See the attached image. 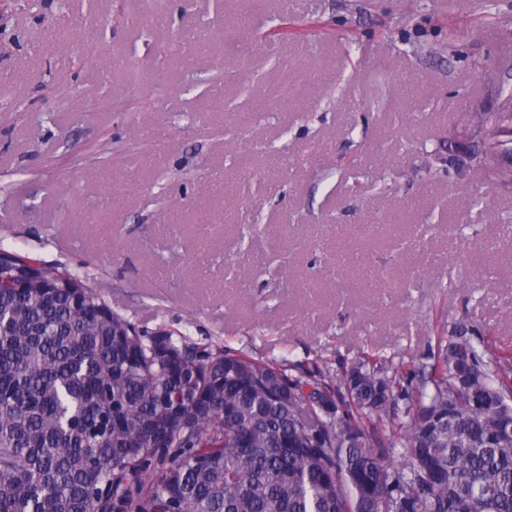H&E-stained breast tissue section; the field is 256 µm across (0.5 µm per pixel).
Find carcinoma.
<instances>
[{
  "mask_svg": "<svg viewBox=\"0 0 512 512\" xmlns=\"http://www.w3.org/2000/svg\"><path fill=\"white\" fill-rule=\"evenodd\" d=\"M0 512H512V356L331 372L159 331L0 250Z\"/></svg>",
  "mask_w": 512,
  "mask_h": 512,
  "instance_id": "1",
  "label": "carcinoma"
}]
</instances>
